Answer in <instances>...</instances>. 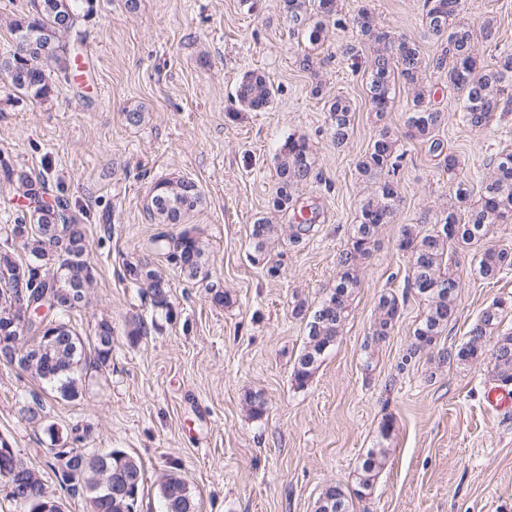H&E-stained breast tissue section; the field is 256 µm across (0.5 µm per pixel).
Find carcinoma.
<instances>
[{
  "mask_svg": "<svg viewBox=\"0 0 512 512\" xmlns=\"http://www.w3.org/2000/svg\"><path fill=\"white\" fill-rule=\"evenodd\" d=\"M42 13L35 25L27 18L14 19L9 29L14 36L10 53L0 59V79L13 91L34 100L48 99L52 77L67 75L78 54L70 51L72 38L79 33L81 21L90 12V0H42ZM288 18V31L304 35L312 45L321 41L326 21L338 15V0H317V20L308 15L306 0H282ZM467 0H424L422 28L426 34L444 41L437 53L425 56L416 43L385 27L370 8L359 9L353 19L360 42L369 47L370 57L363 71L366 90L378 125L376 138L355 164L357 176L369 183L373 191L364 199L352 226L347 248L336 256V284L315 310L307 301L295 299L291 315L306 321L307 336L292 370V384L305 389L322 363L325 352L335 344L350 316L356 290L360 287L359 265L370 258L378 244L379 228L391 222L400 203L399 183L395 180L404 153L396 148V140L387 124L397 88L411 94L406 125L409 137L428 145V151L441 158L440 166L452 174L460 166L456 155L444 152V144L435 131L447 121L445 111L436 106L429 78H448V86L463 101L460 120L472 130L488 126L496 115L512 112V46L502 44L499 27L486 18L476 26L467 21ZM27 39L32 47L27 60L17 58V46ZM498 52L492 65L483 64L476 55L478 44ZM275 95L271 79L263 73L246 72L237 87L236 100L251 111H262ZM327 130L336 148L348 144L353 129L350 102L336 96L328 106ZM490 172L480 190L463 179L450 185L454 201L431 228L420 224L401 227L397 249L407 255L410 269L407 287L413 289L424 304L415 325L411 342L402 357L406 365L423 352H436V366L454 361L466 365L490 356L497 379L512 383V329L503 327L512 313V300L496 299L472 324L468 336L457 345L445 346L443 336L456 318L459 278L452 270L456 248L474 251L475 274L492 281L512 268V250L486 243L490 227L512 224V151H502L490 159ZM0 172L29 200L28 214L5 228L6 238L20 239L28 259L16 258L10 244L0 247V280L5 277H27L37 292L36 299L51 303L55 297L52 272L57 262V224L67 225L68 248L77 261L78 270L93 285L95 268L86 254L84 228L78 219L41 203L45 182L24 172H17L6 159H0ZM277 188L272 200L276 211L288 209L292 190L313 177V161L308 140L288 137L276 158ZM205 199L195 182L188 179L162 180L153 186L145 210L156 224H181L177 234H160L152 239V253L174 261L186 280L198 279L204 268V253L195 228L186 226L191 214L199 211ZM277 232L267 217L258 218L251 236L255 252L260 253ZM135 284L149 288L154 306L169 308L170 284L150 262L136 261L125 265ZM73 306L62 304L53 311L57 327L67 329L72 341L61 348H48L41 360L27 368L31 377L49 386L50 392L62 399H74L80 393L83 375L88 368L102 369L112 361V323L103 319L96 327L91 342L68 328ZM400 300L393 291L378 295L370 333L364 344L366 367H371L374 350L390 336L399 317ZM389 449L382 444L362 455L357 483L349 488L340 483L328 484L321 495L334 499V512H352L353 500H361L371 490L384 467ZM111 471H120L134 479L137 488L144 482L141 463L132 455L113 456L106 453ZM97 473L79 470L62 475L61 482L74 493L86 496L88 512H128L130 504L114 500L105 489L95 486ZM22 478L33 485L45 486L41 476L19 459L0 479L14 484ZM162 512H195L196 504L189 486L177 475L169 474L159 488Z\"/></svg>",
  "mask_w": 512,
  "mask_h": 512,
  "instance_id": "carcinoma-1",
  "label": "carcinoma"
}]
</instances>
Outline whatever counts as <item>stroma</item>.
I'll return each instance as SVG.
<instances>
[{
	"instance_id": "stroma-1",
	"label": "stroma",
	"mask_w": 512,
	"mask_h": 512,
	"mask_svg": "<svg viewBox=\"0 0 512 512\" xmlns=\"http://www.w3.org/2000/svg\"><path fill=\"white\" fill-rule=\"evenodd\" d=\"M83 20L82 70L56 79L38 102L0 86V159L44 178L48 198L64 195L86 231L96 279L86 306L70 316L81 336L98 321L112 324V363L89 372L80 396H45L42 421L22 411L42 387L0 361V440L38 472L64 512H88L48 461L53 443L139 458L144 485L138 512H159L165 475L180 476L197 512H314L322 488L352 485L368 448L390 453L370 495L353 512H512V408L489 401L501 391L489 362L435 368L421 357L401 360L424 305H401L391 336L365 365L362 344L381 290H402L409 261L397 249L400 228L436 217L450 203L458 177L479 184L491 156L512 151V114L480 131L459 119L458 95L432 77L434 99L448 115L436 132L462 165L443 174L426 144L409 139L407 95L398 92L389 126L403 152L397 176L402 201L360 267L361 286L343 330L307 388L292 370L307 330L291 315L294 298L317 306L333 288L336 256L346 248L370 188L357 159L376 125L361 74L337 53L356 44L352 19L369 6L392 30L430 55L440 44L423 35L422 0H339V24H327L318 46L289 36L280 0H93ZM315 51L317 74L301 72L298 54ZM266 73L278 92L260 112L242 109L235 93L243 74ZM321 96H313V83ZM351 101L353 132L344 149L332 144L327 102ZM143 105L127 124L125 107ZM303 135L314 177L294 193L317 209L301 244L291 243L293 214L273 213L275 158L288 136ZM193 180L206 203L191 218L204 250L203 278L186 281L174 263L154 264L171 285L170 308L154 307L146 289L124 277V265L149 256L150 240L175 233L151 222L144 205L155 182ZM272 216L279 233L252 260V225ZM456 319L447 343H459L497 298L512 297V272L486 282L471 252L457 256ZM229 297L213 303L210 284ZM142 326L143 334L129 332ZM261 393L262 417H251L248 393ZM393 418L389 439L379 426Z\"/></svg>"
}]
</instances>
